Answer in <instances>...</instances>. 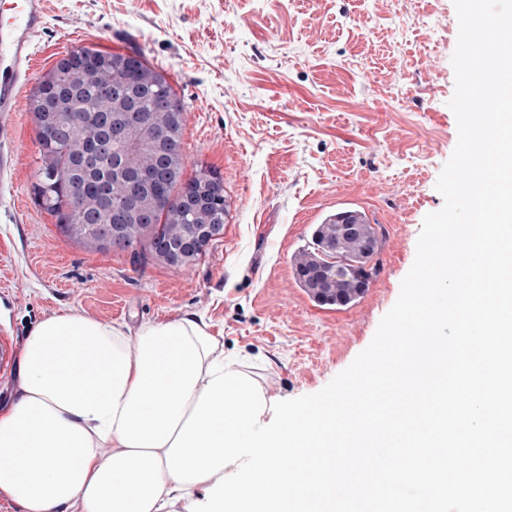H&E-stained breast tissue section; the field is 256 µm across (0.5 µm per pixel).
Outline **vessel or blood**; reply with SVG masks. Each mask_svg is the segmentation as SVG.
Here are the masks:
<instances>
[{
    "label": "vessel or blood",
    "instance_id": "obj_1",
    "mask_svg": "<svg viewBox=\"0 0 512 512\" xmlns=\"http://www.w3.org/2000/svg\"><path fill=\"white\" fill-rule=\"evenodd\" d=\"M47 0H0V175L11 164L4 147L13 136L18 93L29 75Z\"/></svg>",
    "mask_w": 512,
    "mask_h": 512
}]
</instances>
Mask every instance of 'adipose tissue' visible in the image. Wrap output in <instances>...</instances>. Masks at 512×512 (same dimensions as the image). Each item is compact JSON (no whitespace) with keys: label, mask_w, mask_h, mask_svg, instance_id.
<instances>
[{"label":"adipose tissue","mask_w":512,"mask_h":512,"mask_svg":"<svg viewBox=\"0 0 512 512\" xmlns=\"http://www.w3.org/2000/svg\"><path fill=\"white\" fill-rule=\"evenodd\" d=\"M224 345L192 314L135 334L72 309L25 340L0 406V496L23 512H186L205 483H178L165 453Z\"/></svg>","instance_id":"1"}]
</instances>
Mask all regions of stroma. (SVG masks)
Instances as JSON below:
<instances>
[{
    "label": "stroma",
    "instance_id": "stroma-1",
    "mask_svg": "<svg viewBox=\"0 0 512 512\" xmlns=\"http://www.w3.org/2000/svg\"><path fill=\"white\" fill-rule=\"evenodd\" d=\"M453 0H47L33 78L71 47H137L185 109V176L224 178L223 238L187 269L89 250L33 199L30 91L0 179V405L33 327L61 309L136 329L186 312L271 393L321 390L372 342L412 267L457 143ZM382 240L363 297L336 309L298 286L295 252L336 209Z\"/></svg>",
    "mask_w": 512,
    "mask_h": 512
}]
</instances>
